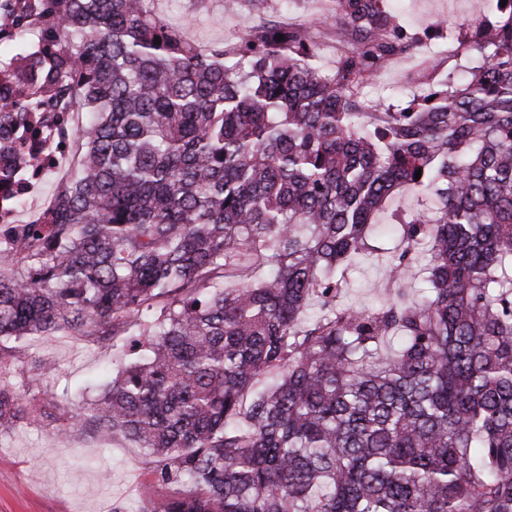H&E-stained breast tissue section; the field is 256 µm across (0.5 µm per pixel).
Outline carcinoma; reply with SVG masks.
Instances as JSON below:
<instances>
[{"instance_id": "cac0c4a2", "label": "carcinoma", "mask_w": 512, "mask_h": 512, "mask_svg": "<svg viewBox=\"0 0 512 512\" xmlns=\"http://www.w3.org/2000/svg\"><path fill=\"white\" fill-rule=\"evenodd\" d=\"M9 2L59 45L17 37L0 65L22 82L0 210L49 103L88 119L49 209L0 224V360L126 337L70 421L143 449L141 512H512V0L446 26L483 65L428 58L396 108L361 97L420 42L388 0H328V68L300 28L208 49L155 0ZM370 256L393 296L340 305L336 275ZM27 413L0 386V435Z\"/></svg>"}]
</instances>
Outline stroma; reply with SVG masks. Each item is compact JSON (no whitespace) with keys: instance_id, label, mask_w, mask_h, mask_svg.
Masks as SVG:
<instances>
[{"instance_id":"obj_1","label":"stroma","mask_w":512,"mask_h":512,"mask_svg":"<svg viewBox=\"0 0 512 512\" xmlns=\"http://www.w3.org/2000/svg\"><path fill=\"white\" fill-rule=\"evenodd\" d=\"M393 2L406 28L426 36L443 67L479 64L474 53L460 60L449 56L447 41L434 35L435 24L451 18L472 26L489 13L488 0ZM156 7L174 28L207 48L248 37L260 22L272 21L307 29L322 63L336 55V29L319 20L323 0H259L255 5L250 0H156ZM420 63L417 56L395 59L366 85L364 97L405 104ZM79 158L78 145H70L58 168L41 175L35 199L17 210L16 223H27L44 209ZM345 279L341 301L348 305L370 307L392 293V281L374 260L349 268ZM120 357V347L64 333L33 338L27 364H0V384L35 407L0 436V512H140L148 480L142 449L122 438L62 432L68 413L84 407L87 386L111 376ZM45 362L53 363L54 371L41 372Z\"/></svg>"}]
</instances>
